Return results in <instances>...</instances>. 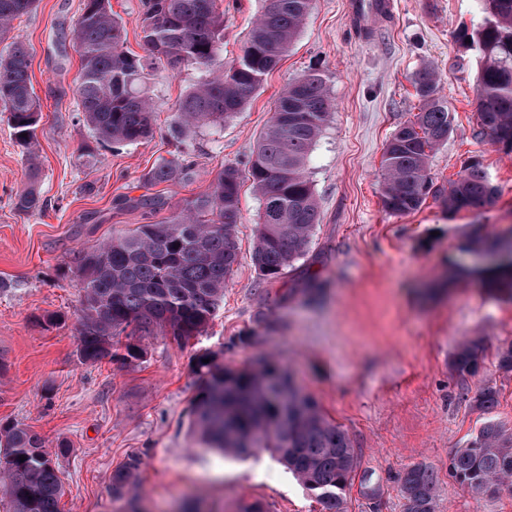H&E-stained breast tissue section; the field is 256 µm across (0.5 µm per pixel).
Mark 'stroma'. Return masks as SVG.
Listing matches in <instances>:
<instances>
[{
    "instance_id": "1",
    "label": "stroma",
    "mask_w": 512,
    "mask_h": 512,
    "mask_svg": "<svg viewBox=\"0 0 512 512\" xmlns=\"http://www.w3.org/2000/svg\"><path fill=\"white\" fill-rule=\"evenodd\" d=\"M346 0H315L294 45L260 89L224 127L175 137L174 109L197 73L160 72L151 83L154 133L134 146L99 141L78 108L80 59L71 40L81 0H39L13 23L32 54L41 107L34 155L15 141L0 115V424L28 426L59 450L65 494L60 512H126L112 497L113 471L129 455L144 464L134 494L139 512H320V504L269 454L248 459L214 453L190 428L198 354L222 353L225 365L277 353L328 417L349 434L357 470L380 485L367 499L359 485L346 512H404L397 479L416 463L437 477V512H512V493L476 498L448 474L487 418L512 425V373L497 353L512 344V300L461 275L474 236L491 240L512 227V152L482 134L472 44L483 21L480 0H394V18L377 41H361L346 21ZM263 0H222L225 65L235 63ZM441 78L454 114L447 139L430 156L435 184L455 179L464 162H482L497 195L482 210L448 215L427 199L396 215L382 205L383 148L419 108L414 80ZM318 71L332 115L307 169L320 219L306 255L267 281L252 261L261 202L241 189L239 258L224 302L207 331L185 346L162 336L142 340L144 359L81 360L74 325L80 310L79 256L99 242L175 215L204 193L225 166L247 170L276 96ZM188 160L176 182L148 183L174 156ZM37 166L41 210L22 214L14 199ZM161 199L162 208L143 207ZM459 271L449 281V271ZM57 324H49V317ZM483 339L477 375L451 366L458 342ZM499 390L490 413L472 397L479 382Z\"/></svg>"
}]
</instances>
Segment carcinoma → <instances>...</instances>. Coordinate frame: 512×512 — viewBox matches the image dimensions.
<instances>
[{
  "label": "carcinoma",
  "instance_id": "carcinoma-1",
  "mask_svg": "<svg viewBox=\"0 0 512 512\" xmlns=\"http://www.w3.org/2000/svg\"><path fill=\"white\" fill-rule=\"evenodd\" d=\"M485 14L476 31L480 68L475 84L482 130L512 151V0H481ZM37 0H0V110L16 142L36 138L40 104L27 45L11 35L13 22L33 11ZM141 40L156 69L200 74L175 107L180 131L222 127L251 100L298 37L314 0H264L241 55L229 68L220 59L224 11L218 0H142ZM72 40L81 60L79 109L102 140L139 144L152 134V72L125 49L126 33L111 0H82ZM434 69L414 87L419 112L386 144L381 170L382 202L393 214L441 200L450 214L484 206L495 197L480 161L466 163L458 178L435 186L428 173L434 149L445 139L454 116L439 96ZM332 100L322 74L297 78L279 94L259 136L247 170L262 208L255 227L253 262L273 280L302 258L319 221V206L307 171L310 151L331 116ZM188 167L178 157L150 172L154 183L178 179ZM242 174L226 166L202 195L185 201L166 222L140 224L108 238L80 259L81 308L75 326L80 359L133 363L146 354L141 339L161 334L182 344L200 335L224 301V284L238 262ZM38 173L16 196L20 213L42 209ZM471 250L497 260L471 270L477 280L512 300V235ZM485 347L480 339L461 342L452 358L461 376L477 373ZM191 426L210 449L224 456L255 457L263 452L281 463L322 512H343L346 489L357 462L348 433L331 421L297 385L288 366L268 355L243 367L224 365L215 353L198 356ZM496 385L476 387L473 404L490 411L498 404ZM25 460H20V457ZM58 454L47 450L30 429L0 425V504L6 512H59L64 494ZM143 458L132 455L112 474V497L122 499L136 484ZM449 473L475 496L512 492V428L488 420L467 447L457 449ZM434 471L424 463L407 468L399 492L405 512H435Z\"/></svg>",
  "mask_w": 512,
  "mask_h": 512
}]
</instances>
